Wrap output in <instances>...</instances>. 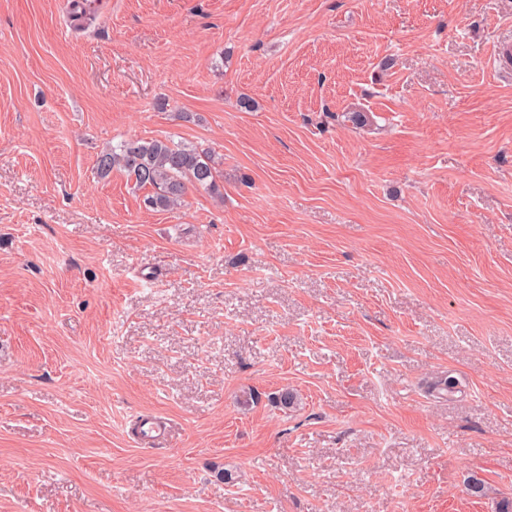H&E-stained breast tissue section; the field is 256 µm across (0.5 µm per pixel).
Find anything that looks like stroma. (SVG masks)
<instances>
[{"label": "stroma", "mask_w": 512, "mask_h": 512, "mask_svg": "<svg viewBox=\"0 0 512 512\" xmlns=\"http://www.w3.org/2000/svg\"><path fill=\"white\" fill-rule=\"evenodd\" d=\"M69 5L0 0V512L512 499V0ZM165 137L223 199L97 177Z\"/></svg>", "instance_id": "35a3bbf8"}]
</instances>
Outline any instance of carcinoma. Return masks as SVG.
Wrapping results in <instances>:
<instances>
[{"instance_id":"cac0c4a2","label":"carcinoma","mask_w":512,"mask_h":512,"mask_svg":"<svg viewBox=\"0 0 512 512\" xmlns=\"http://www.w3.org/2000/svg\"><path fill=\"white\" fill-rule=\"evenodd\" d=\"M97 174L123 173L137 190L144 189L145 207L168 211L181 206L189 188H201L224 198V175L208 151L170 139H129L103 149L96 161Z\"/></svg>"}]
</instances>
